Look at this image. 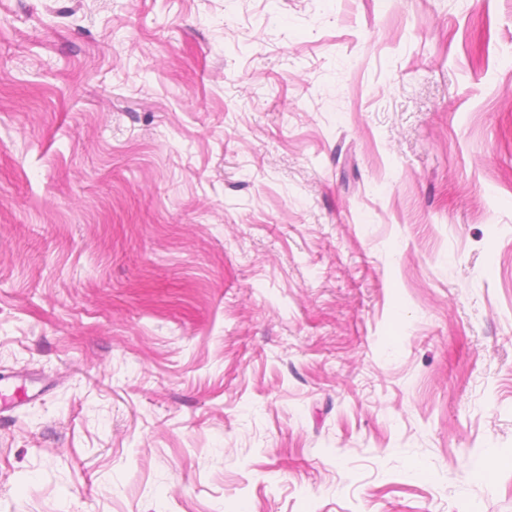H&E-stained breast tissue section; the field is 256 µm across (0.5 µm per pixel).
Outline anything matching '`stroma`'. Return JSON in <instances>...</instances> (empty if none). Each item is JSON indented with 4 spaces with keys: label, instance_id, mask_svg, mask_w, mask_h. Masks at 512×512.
<instances>
[{
    "label": "stroma",
    "instance_id": "35a3bbf8",
    "mask_svg": "<svg viewBox=\"0 0 512 512\" xmlns=\"http://www.w3.org/2000/svg\"><path fill=\"white\" fill-rule=\"evenodd\" d=\"M0 375V512H512V0H0Z\"/></svg>",
    "mask_w": 512,
    "mask_h": 512
}]
</instances>
